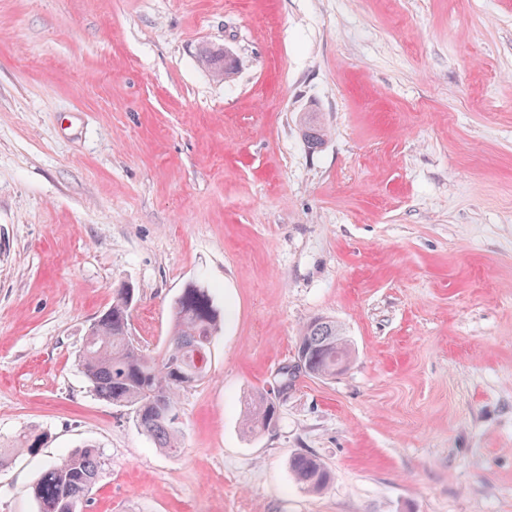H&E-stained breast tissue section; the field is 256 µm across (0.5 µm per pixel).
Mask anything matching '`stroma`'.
<instances>
[{"instance_id":"obj_1","label":"stroma","mask_w":512,"mask_h":512,"mask_svg":"<svg viewBox=\"0 0 512 512\" xmlns=\"http://www.w3.org/2000/svg\"><path fill=\"white\" fill-rule=\"evenodd\" d=\"M192 281L224 320L168 454L78 355L123 287L159 352ZM317 316L347 366L279 390ZM34 429L0 512L87 443L82 512H512V0H0V445ZM224 53L228 56L229 52L222 49L204 45L199 49L197 55L200 63L217 79L230 80L237 70L235 61L231 58H224ZM299 118V130L302 139L311 150L322 148L328 140L329 129L318 112L304 111ZM274 416L275 406L273 402L266 395H261L247 402L244 425L249 433H257L266 427L268 428ZM290 469L297 483L311 492L327 489L332 480L329 467L321 458L310 452L292 455Z\"/></svg>"}]
</instances>
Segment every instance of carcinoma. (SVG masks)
<instances>
[{
	"mask_svg": "<svg viewBox=\"0 0 512 512\" xmlns=\"http://www.w3.org/2000/svg\"><path fill=\"white\" fill-rule=\"evenodd\" d=\"M200 63L216 78L231 79L235 61L224 50L204 45ZM302 139L311 150L322 148L329 129L317 112L299 118ZM136 302L132 288H121L88 329L79 365L102 400L129 408L138 427L165 451L180 448L175 412L179 394L205 379L213 336L221 326V312L209 289L196 283L183 288L172 303V332L164 349L147 352L132 336L131 311ZM351 344L334 320L316 317L302 329L296 359L303 374L328 379L336 376V356L349 357ZM275 406L265 395L250 400L244 425L250 433L270 426ZM45 440L42 432L30 431L13 444L15 453L34 451ZM105 465L103 451L94 444L80 448L49 463L30 494L39 512H80ZM290 469L304 489H327L332 472L325 462L310 452L291 456Z\"/></svg>",
	"mask_w": 512,
	"mask_h": 512,
	"instance_id": "1",
	"label": "carcinoma"
}]
</instances>
